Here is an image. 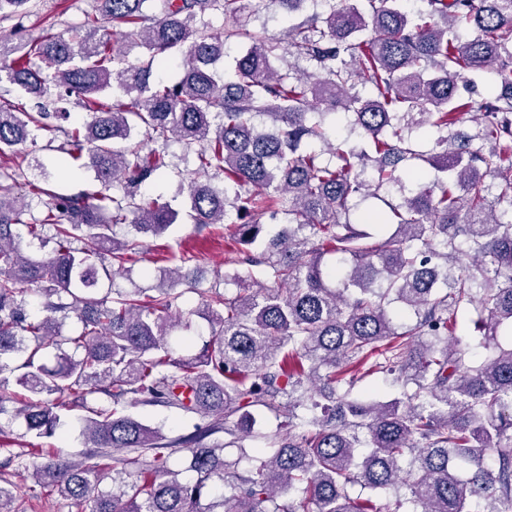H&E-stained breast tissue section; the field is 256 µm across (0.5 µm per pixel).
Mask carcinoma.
Here are the masks:
<instances>
[{
	"label": "carcinoma",
	"mask_w": 512,
	"mask_h": 512,
	"mask_svg": "<svg viewBox=\"0 0 512 512\" xmlns=\"http://www.w3.org/2000/svg\"><path fill=\"white\" fill-rule=\"evenodd\" d=\"M149 2L98 0L68 37L51 24L28 43L0 39V156H14L0 171V415L12 402L50 437L82 410L74 425L90 448L32 468L21 454L18 467L89 512H380L350 495L355 484L410 512H512V341L497 340L503 326L512 337V0H426L415 19L404 0H320L279 34L251 26L252 13L290 15L304 0H163L159 15ZM31 7L0 0V20ZM218 14L233 25L215 30ZM118 30L139 39L140 62ZM231 41L244 51L228 78ZM175 53L177 79H152ZM287 54L308 68L281 71ZM484 75L483 96L459 94ZM73 96L87 117L65 127ZM468 116L472 134L456 130ZM341 117L338 139L327 121ZM416 130L430 152L415 149ZM38 131L63 134L70 167L92 169L100 189L64 195L29 179L45 169L22 149ZM171 141L196 158L187 221L233 226L245 272L222 281L238 293L199 287L190 258L174 255L157 295L100 297L98 273L113 276L178 220L142 193ZM408 182L412 195L350 219ZM35 201L44 211L29 219ZM271 224L281 228L267 238ZM47 226L51 251L25 253ZM188 292L212 338L176 358ZM394 303L414 323L399 327ZM469 309L492 348L479 363L456 337ZM72 316L81 331L65 336ZM375 367L396 374L398 395L351 396ZM16 369L24 400L3 376ZM144 404L213 421L162 443L130 412ZM256 406L296 432L267 438L273 452L255 449L241 473L206 439L253 436ZM172 447L189 449L194 479L169 469ZM217 483L228 493H212ZM16 498L0 482V512H16Z\"/></svg>",
	"instance_id": "obj_1"
}]
</instances>
